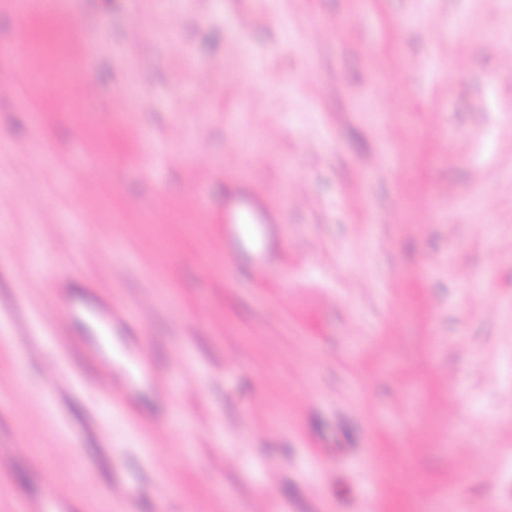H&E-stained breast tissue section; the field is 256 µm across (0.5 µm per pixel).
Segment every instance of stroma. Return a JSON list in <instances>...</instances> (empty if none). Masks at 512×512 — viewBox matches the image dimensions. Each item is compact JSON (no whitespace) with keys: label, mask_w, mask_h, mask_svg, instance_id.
<instances>
[{"label":"stroma","mask_w":512,"mask_h":512,"mask_svg":"<svg viewBox=\"0 0 512 512\" xmlns=\"http://www.w3.org/2000/svg\"><path fill=\"white\" fill-rule=\"evenodd\" d=\"M510 49L512 0H0V512H512ZM224 222L232 224L238 238H248L261 224H278L274 213L245 186L230 189L224 197Z\"/></svg>","instance_id":"obj_1"}]
</instances>
